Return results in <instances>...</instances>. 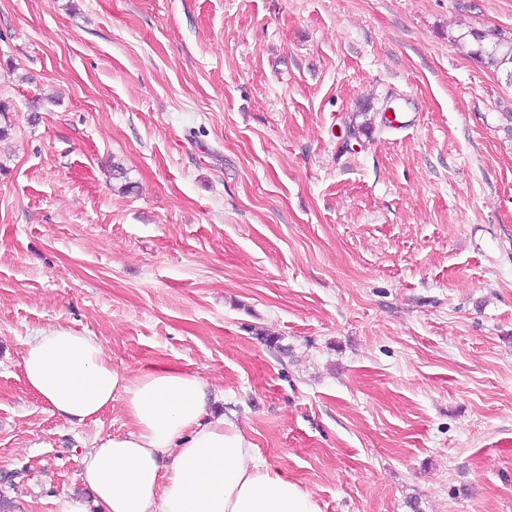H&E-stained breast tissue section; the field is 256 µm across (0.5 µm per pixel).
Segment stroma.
<instances>
[{"instance_id":"obj_1","label":"stroma","mask_w":512,"mask_h":512,"mask_svg":"<svg viewBox=\"0 0 512 512\" xmlns=\"http://www.w3.org/2000/svg\"><path fill=\"white\" fill-rule=\"evenodd\" d=\"M494 28L512 0H0L14 512L128 428L29 389L55 325L202 375L321 512H512V86L452 41Z\"/></svg>"}]
</instances>
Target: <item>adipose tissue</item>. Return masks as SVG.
Masks as SVG:
<instances>
[{"label": "adipose tissue", "mask_w": 512, "mask_h": 512, "mask_svg": "<svg viewBox=\"0 0 512 512\" xmlns=\"http://www.w3.org/2000/svg\"><path fill=\"white\" fill-rule=\"evenodd\" d=\"M22 367L28 386L71 422L119 398L130 423L85 453L86 495L59 497L55 512H321L309 490L259 459L232 419L210 416L198 373H125L96 337L60 326L25 342Z\"/></svg>", "instance_id": "1"}]
</instances>
